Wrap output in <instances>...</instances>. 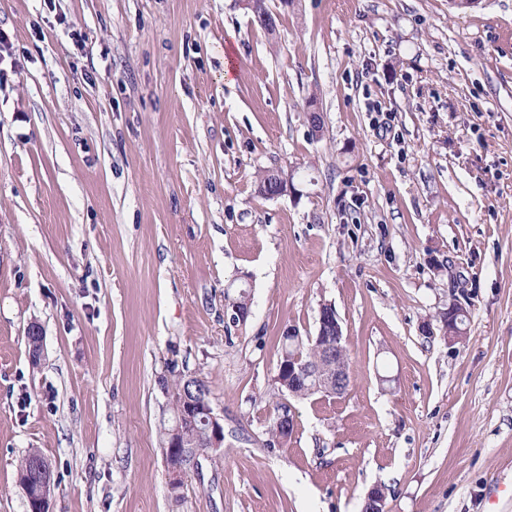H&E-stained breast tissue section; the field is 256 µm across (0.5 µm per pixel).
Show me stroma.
<instances>
[{
  "label": "stroma",
  "mask_w": 512,
  "mask_h": 512,
  "mask_svg": "<svg viewBox=\"0 0 512 512\" xmlns=\"http://www.w3.org/2000/svg\"><path fill=\"white\" fill-rule=\"evenodd\" d=\"M266 3L272 35L241 0H0V512L32 448L52 512H512V0ZM275 169L297 194L256 193ZM325 303L349 386L268 448L280 336ZM184 374L224 447L175 495Z\"/></svg>",
  "instance_id": "35a3bbf8"
}]
</instances>
